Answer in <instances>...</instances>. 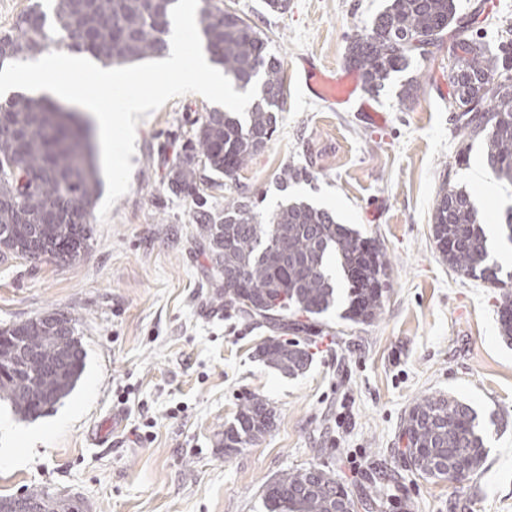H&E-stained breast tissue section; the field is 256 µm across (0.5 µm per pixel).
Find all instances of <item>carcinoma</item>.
<instances>
[{
	"instance_id": "cac0c4a2",
	"label": "carcinoma",
	"mask_w": 512,
	"mask_h": 512,
	"mask_svg": "<svg viewBox=\"0 0 512 512\" xmlns=\"http://www.w3.org/2000/svg\"><path fill=\"white\" fill-rule=\"evenodd\" d=\"M177 0H53V23L41 0L0 34V66L26 60L52 48L85 52L105 64L122 65L161 57L168 48L171 10ZM198 31L213 61L242 88L258 93L240 117L220 109L196 120L193 138L169 173V187L191 199L193 221L208 243L222 280L216 298L237 317L265 326L256 355L288 375L312 361L309 336L317 317L337 301L330 270L340 267L347 282L344 318L370 324L383 307L389 265L375 240L340 224L324 208L285 197L258 221L257 201L245 192L211 206L201 193L220 177L236 179L264 148L284 110L283 61L270 52L260 31L213 0H200ZM456 20L455 0H390L370 28L348 45V66L361 71L364 88L377 92L390 76L409 66L412 50L401 45L412 32H446ZM459 56L453 103L458 122L484 137L485 159L498 178L512 182V89L490 88L512 69V50L502 45L492 58L474 41H456ZM91 122L44 95L17 93L0 103V253L23 257L35 248L67 262L87 248L101 188L88 137ZM307 168L288 165L277 177L279 190L309 180ZM433 239L442 260L463 277L496 288L512 284V272L490 259L487 240L470 195L444 189L433 212ZM501 332L512 337V293L500 304ZM48 313L0 331V400L25 417H39L68 396L85 367L86 354L75 337L76 322ZM305 320H300V317ZM292 333L283 339L279 334ZM274 427L267 399H244L234 422L224 429V450L253 445ZM403 434L406 456L425 479L445 480L464 466L474 475L486 450L476 412L452 396H425L410 409ZM268 512H353L348 491L316 466L269 479L262 489Z\"/></svg>"
}]
</instances>
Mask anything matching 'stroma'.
<instances>
[{
    "label": "stroma",
    "mask_w": 512,
    "mask_h": 512,
    "mask_svg": "<svg viewBox=\"0 0 512 512\" xmlns=\"http://www.w3.org/2000/svg\"><path fill=\"white\" fill-rule=\"evenodd\" d=\"M455 3L467 37L489 54L512 41V0ZM217 4L260 31L283 61L285 105L236 180L206 188L209 202L220 208L243 191L269 213L281 199L280 171L309 167L313 184L287 193L376 240L389 262L382 311L357 325L337 303L303 374L258 359L268 329L229 316L215 299L191 204L168 186L212 104L196 93L172 98L138 124L130 188L107 218H93L79 258H0V328L59 312L75 319L86 353L74 391L38 419L0 403V498L46 488L83 512H266L265 481L315 465L347 487L355 512H512V342L499 331L502 291L455 274L431 235L441 187L473 191L470 172L484 160L482 139L461 129L449 105L454 35L434 54L413 56L380 93L362 92L387 117L373 127L358 103L339 110L313 98L300 61L344 68L351 38L388 0H288L279 12L264 0ZM408 82L416 92L406 100ZM254 393L268 399L276 425L225 454L224 428ZM432 394L470 405L484 430L485 463L466 482L422 478L403 453L404 419Z\"/></svg>",
    "instance_id": "obj_1"
}]
</instances>
